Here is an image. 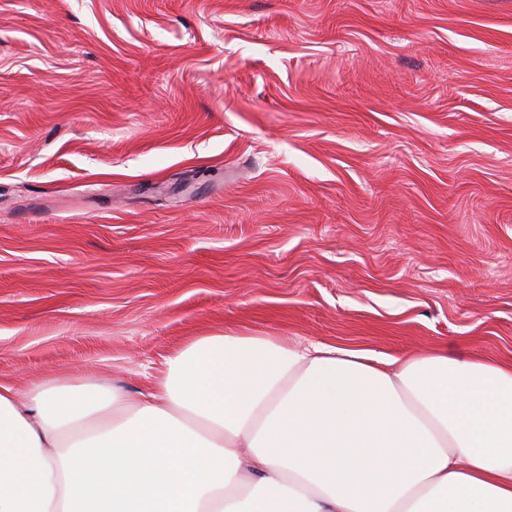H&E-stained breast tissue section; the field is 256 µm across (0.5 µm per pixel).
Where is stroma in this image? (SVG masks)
Instances as JSON below:
<instances>
[{
  "label": "stroma",
  "mask_w": 512,
  "mask_h": 512,
  "mask_svg": "<svg viewBox=\"0 0 512 512\" xmlns=\"http://www.w3.org/2000/svg\"><path fill=\"white\" fill-rule=\"evenodd\" d=\"M229 327L512 360V0H0V383Z\"/></svg>",
  "instance_id": "stroma-1"
}]
</instances>
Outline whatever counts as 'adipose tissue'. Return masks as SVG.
Segmentation results:
<instances>
[{
  "mask_svg": "<svg viewBox=\"0 0 512 512\" xmlns=\"http://www.w3.org/2000/svg\"><path fill=\"white\" fill-rule=\"evenodd\" d=\"M0 512H512V362L227 329L135 397L0 384Z\"/></svg>",
  "mask_w": 512,
  "mask_h": 512,
  "instance_id": "obj_1",
  "label": "adipose tissue"
}]
</instances>
